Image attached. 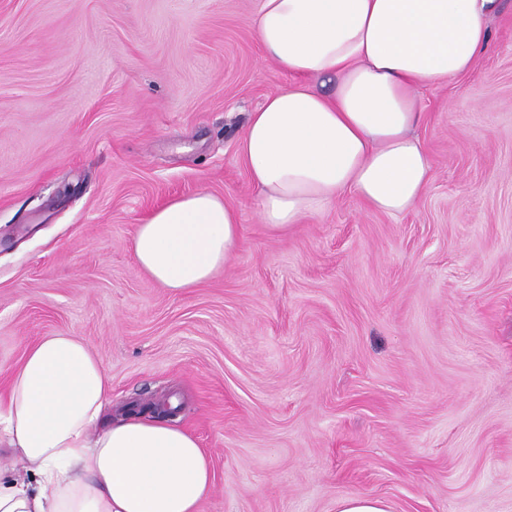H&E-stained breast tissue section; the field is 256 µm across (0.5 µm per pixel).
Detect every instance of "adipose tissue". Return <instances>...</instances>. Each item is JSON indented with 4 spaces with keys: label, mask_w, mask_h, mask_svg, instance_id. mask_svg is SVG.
I'll use <instances>...</instances> for the list:
<instances>
[{
    "label": "adipose tissue",
    "mask_w": 512,
    "mask_h": 512,
    "mask_svg": "<svg viewBox=\"0 0 512 512\" xmlns=\"http://www.w3.org/2000/svg\"><path fill=\"white\" fill-rule=\"evenodd\" d=\"M500 0H258L266 58L293 81L251 112L239 152L263 224L283 232L344 194L399 215L432 169L416 135L422 88L471 71ZM241 214L201 191L138 225L132 248L152 281L197 287L230 260ZM109 378L78 337L31 346L0 391V437L24 475L0 474V512H199L212 486L187 431L133 413L104 423Z\"/></svg>",
    "instance_id": "obj_1"
}]
</instances>
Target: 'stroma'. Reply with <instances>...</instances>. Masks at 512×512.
Instances as JSON below:
<instances>
[{"instance_id": "obj_1", "label": "stroma", "mask_w": 512, "mask_h": 512, "mask_svg": "<svg viewBox=\"0 0 512 512\" xmlns=\"http://www.w3.org/2000/svg\"><path fill=\"white\" fill-rule=\"evenodd\" d=\"M257 0H0V389L81 338L112 406L164 397L209 456L200 512H512V0L469 73L423 88L432 180L399 216L345 194L279 233L238 154L288 82ZM199 191L242 241L181 292L138 224ZM388 505L379 498L354 495L340 500L336 512H390Z\"/></svg>"}]
</instances>
